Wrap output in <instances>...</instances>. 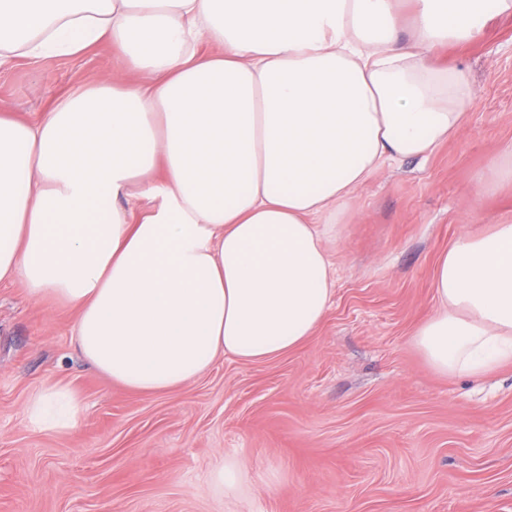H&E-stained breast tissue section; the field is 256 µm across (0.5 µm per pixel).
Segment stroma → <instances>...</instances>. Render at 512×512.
<instances>
[{"mask_svg": "<svg viewBox=\"0 0 512 512\" xmlns=\"http://www.w3.org/2000/svg\"><path fill=\"white\" fill-rule=\"evenodd\" d=\"M433 58L479 90L464 128L355 191L327 244L333 302L302 348L256 363L224 356L178 390L135 393L81 358L75 310L0 285V512H512V364L441 376L412 342L436 310L449 242L512 223V183L481 185L512 152V14ZM121 70L106 43L5 56L0 104L32 121ZM51 383L82 401L73 430L24 421ZM227 458L243 467L234 500L211 480Z\"/></svg>", "mask_w": 512, "mask_h": 512, "instance_id": "35a3bbf8", "label": "stroma"}]
</instances>
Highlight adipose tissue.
<instances>
[{
  "mask_svg": "<svg viewBox=\"0 0 512 512\" xmlns=\"http://www.w3.org/2000/svg\"><path fill=\"white\" fill-rule=\"evenodd\" d=\"M0 0V49L32 58L112 43L134 80L65 95L37 123L0 114V283L75 308L85 361L143 394L217 358L304 345L334 293L339 212L388 160L463 128L467 71L429 57L512 0ZM221 50L191 51L199 38ZM152 201L132 219L130 192ZM437 311L413 332L429 366L479 377L512 362V224L464 232L436 264ZM75 391L25 407L75 428Z\"/></svg>",
  "mask_w": 512,
  "mask_h": 512,
  "instance_id": "ef3b65f1",
  "label": "adipose tissue"
}]
</instances>
